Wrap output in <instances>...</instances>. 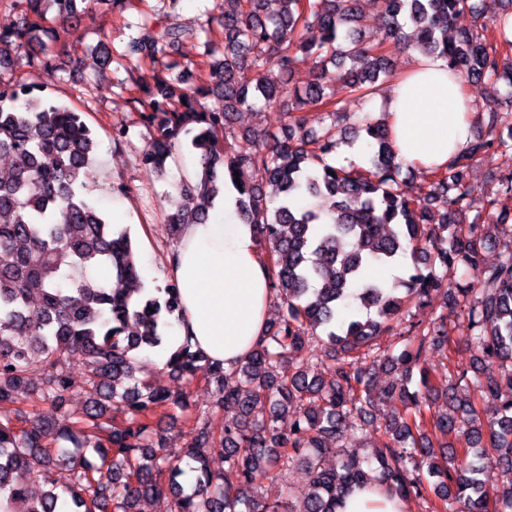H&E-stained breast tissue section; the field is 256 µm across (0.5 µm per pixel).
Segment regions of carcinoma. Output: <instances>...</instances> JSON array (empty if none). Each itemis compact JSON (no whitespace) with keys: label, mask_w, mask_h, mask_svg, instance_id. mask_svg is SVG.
Masks as SVG:
<instances>
[{"label":"carcinoma","mask_w":512,"mask_h":512,"mask_svg":"<svg viewBox=\"0 0 512 512\" xmlns=\"http://www.w3.org/2000/svg\"><path fill=\"white\" fill-rule=\"evenodd\" d=\"M77 0H24L20 25L0 30V157L11 159L0 178V405L28 396L31 375L41 376L36 399L54 413L18 410L0 419V512H140V502L162 493L174 512H293L284 499L260 502L248 490L294 461L308 463L309 492L299 512H336L354 487L384 484L401 497L425 500L431 512H512V253L490 269L482 252L490 228L512 221L500 198L512 197V171L485 193L487 217L471 211L475 189L466 174L478 160L512 149V93L493 99L499 126L487 137L474 135L466 151L433 174L429 189L415 197L401 190L398 160L387 129L370 116L351 137L337 119L355 111L378 81L395 76L390 54L410 38L429 56L441 58L464 86L512 87V11L505 0H378L382 26L372 22L363 0H236L224 12L221 31L202 22L144 18L121 51L105 54L85 47L104 67H145L135 82L118 80L139 123L153 130L141 163L160 172L182 137L191 136L198 182L182 183L192 195L191 210L174 207L166 224L176 236L184 224L201 223L224 190L219 170L239 180L242 221L253 226L271 263L270 288L280 300L279 317L248 357L226 368L212 363L184 340L165 369L176 378L199 376L218 386L217 404L236 417L212 427L190 396L172 393L136 377V353L163 348L168 329L182 318L177 285L150 293L135 287L139 268L129 230L96 210L89 200L90 169L97 140L82 113L44 98L40 89L10 77L14 60L27 54L48 14L75 30L82 16ZM471 26L448 39L463 14ZM412 23L405 31L402 20ZM316 27L320 40L305 31ZM188 36L200 39L210 82L191 86V63L169 49ZM70 40L53 38L41 48V63L68 56ZM350 62L343 98L318 82L304 90L289 86L308 61ZM218 99L207 108L203 100ZM257 105L283 111L288 138L256 132L227 154L220 134L234 113ZM312 122V137L295 136ZM361 144L365 165L330 164L341 145ZM239 176H234V172ZM336 198L331 217L300 205V199ZM411 259L404 277L388 286L365 279L371 263ZM464 266L462 286L448 273ZM109 269L113 281L100 282L90 270ZM442 309L428 324L406 323L412 307L434 294ZM152 311H147V308ZM467 322L471 349L497 374L463 372L436 380L420 365L426 347H448V327ZM406 323L403 348L381 347L377 339L392 323ZM311 354L298 359L305 349ZM85 356L86 405L67 410L72 379L69 356ZM387 363L401 371V383L372 389L373 370ZM465 386L476 397L463 396ZM446 410L432 412L436 396ZM120 399L128 418L113 425L107 408ZM488 402L494 417L480 418L475 399ZM392 404L387 441L363 460L337 443L346 428L366 418L379 401ZM171 407L189 413L190 429L180 448L166 447L149 420ZM461 433L467 447L438 456L430 431ZM336 454V470L322 467ZM226 469H211L212 458ZM195 473L185 489L184 467ZM507 478L499 486L494 471ZM46 486L33 497L28 479ZM434 498H429L428 489Z\"/></svg>","instance_id":"obj_1"}]
</instances>
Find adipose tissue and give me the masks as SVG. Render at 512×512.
Wrapping results in <instances>:
<instances>
[{"label":"adipose tissue","instance_id":"ef3b65f1","mask_svg":"<svg viewBox=\"0 0 512 512\" xmlns=\"http://www.w3.org/2000/svg\"><path fill=\"white\" fill-rule=\"evenodd\" d=\"M384 100V123L405 164L426 173L446 168L472 140L470 100L443 60L411 54ZM237 197L225 183L206 222L184 225L168 258L183 307L170 343L190 341L227 366L241 361L264 334L274 301L266 256L241 219ZM340 512H407V504L386 488H357Z\"/></svg>","mask_w":512,"mask_h":512}]
</instances>
